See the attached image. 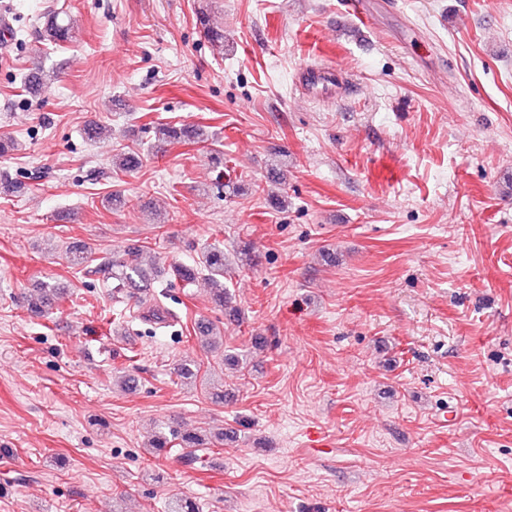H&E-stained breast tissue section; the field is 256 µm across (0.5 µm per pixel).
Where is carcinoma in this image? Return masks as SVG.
Here are the masks:
<instances>
[{
	"mask_svg": "<svg viewBox=\"0 0 512 512\" xmlns=\"http://www.w3.org/2000/svg\"><path fill=\"white\" fill-rule=\"evenodd\" d=\"M205 37L212 44L224 43V31L210 24L207 10L203 9L198 16ZM78 30L76 20L67 13L55 12L47 15L44 22L42 37L49 44L62 46L69 42ZM157 130L161 138L158 143H181L189 142L202 145L207 149L213 145L214 134L209 126L203 124H182L180 126L159 124ZM142 164L140 151L130 148L117 154L112 161V167L120 172H128L138 168ZM68 262L71 266L77 267L86 273L101 274L112 281L113 293L118 296H126L137 302L141 301L138 291L143 288L152 287V280L147 278V269L141 261V251L135 250L124 254L119 258H97L94 252L86 248H76L67 251ZM173 279L187 285L197 279L200 272H206L208 280L213 286L212 297L215 304L224 308V313L233 321L239 320L238 309L231 305V297L224 286V274L226 265L224 263V250L213 246L205 249L195 264L180 263L170 267ZM40 295L27 300V310L36 316H44L50 310L58 307L62 298L60 289L50 285L39 287ZM204 446L201 435L197 432L185 430L177 426H169L161 430L151 443L156 453L165 452L172 448H179L183 451L184 459L188 464L200 462L198 449ZM170 512H200V504L196 499L179 496L171 500Z\"/></svg>",
	"mask_w": 512,
	"mask_h": 512,
	"instance_id": "obj_1",
	"label": "carcinoma"
}]
</instances>
